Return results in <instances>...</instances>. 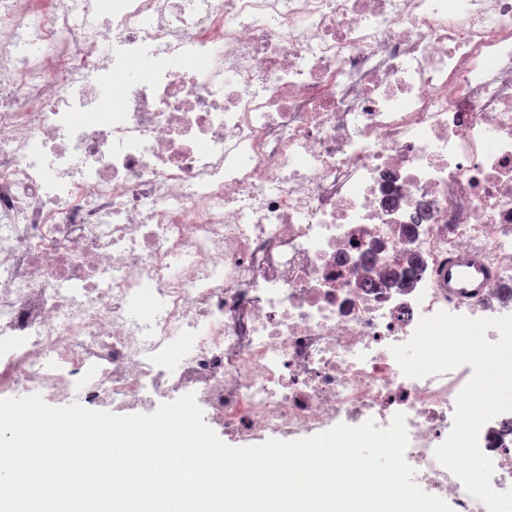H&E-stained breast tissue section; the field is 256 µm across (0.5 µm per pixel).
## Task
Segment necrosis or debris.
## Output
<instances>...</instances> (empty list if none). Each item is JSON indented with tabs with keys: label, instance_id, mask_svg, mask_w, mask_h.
I'll list each match as a JSON object with an SVG mask.
<instances>
[{
	"label": "necrosis or debris",
	"instance_id": "obj_1",
	"mask_svg": "<svg viewBox=\"0 0 512 512\" xmlns=\"http://www.w3.org/2000/svg\"><path fill=\"white\" fill-rule=\"evenodd\" d=\"M440 311L512 315V0H0V398L401 412L415 482L487 512L434 458L472 367L391 352ZM478 443L512 487V412ZM452 266H448V288H473L476 286L482 273L479 267L472 268L470 265H466L452 269Z\"/></svg>",
	"mask_w": 512,
	"mask_h": 512
}]
</instances>
